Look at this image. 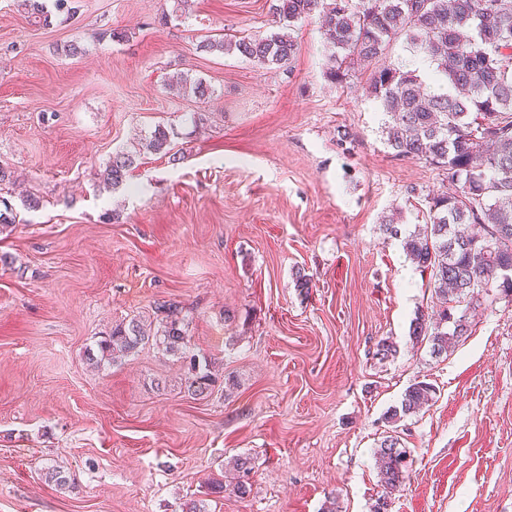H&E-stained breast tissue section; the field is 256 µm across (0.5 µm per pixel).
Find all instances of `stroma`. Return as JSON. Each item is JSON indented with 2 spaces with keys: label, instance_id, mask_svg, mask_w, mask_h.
<instances>
[{
  "label": "stroma",
  "instance_id": "obj_1",
  "mask_svg": "<svg viewBox=\"0 0 512 512\" xmlns=\"http://www.w3.org/2000/svg\"><path fill=\"white\" fill-rule=\"evenodd\" d=\"M42 2L38 23L25 0H0V165L16 179L0 196L21 217L0 230V512H182L201 499L209 512L329 500L373 512L392 431L409 478L386 512H512V301L490 294L446 355L410 336L436 301L383 221L414 231L448 181L394 156L365 83L327 80L317 18L296 22L283 69L199 47L275 32L270 0H194L168 22L173 0H79L67 21ZM180 74L208 96L170 90ZM159 122L178 161L142 155L104 189L113 152ZM159 300L181 302L191 351L214 362L209 396L188 394L181 363L152 345L88 363L113 325L151 319ZM385 338L398 352L381 361ZM418 380L434 400L387 422ZM241 454L250 495L211 496ZM53 465L75 489L46 482Z\"/></svg>",
  "mask_w": 512,
  "mask_h": 512
}]
</instances>
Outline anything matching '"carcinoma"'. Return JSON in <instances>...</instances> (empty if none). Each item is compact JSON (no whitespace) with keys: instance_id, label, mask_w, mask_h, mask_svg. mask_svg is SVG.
<instances>
[{"instance_id":"1","label":"carcinoma","mask_w":512,"mask_h":512,"mask_svg":"<svg viewBox=\"0 0 512 512\" xmlns=\"http://www.w3.org/2000/svg\"><path fill=\"white\" fill-rule=\"evenodd\" d=\"M272 10L283 30L294 22L318 16L331 66L326 78L344 85L369 70L366 90L387 116L385 143L399 157L421 160L441 170L454 190L426 197L429 223L407 234L403 248L420 271L429 273L439 320L421 314L410 335L427 341L431 353L448 349L471 334L469 310L497 290L512 298V280L500 279L512 267V0H273ZM404 38L433 67L438 88L427 85L418 70L383 62L390 44ZM206 50L236 52L252 62L290 64L297 52L291 34L267 37L206 39ZM173 88L190 89L202 98L208 87L179 77ZM173 131L158 124L142 139L137 153L117 151L106 164L103 182L121 186L141 154L171 152ZM157 328L132 317L112 327L99 344L102 360L116 362L151 343L183 360L187 391L198 398L215 383L212 362L188 350L185 316L180 302L156 303ZM435 387L416 381L385 420L395 423L416 414L433 399ZM383 494L375 512H385L387 497L405 482L407 451L397 435H387L377 449ZM233 491L251 490L252 460L234 458ZM45 480L75 487V479L47 468Z\"/></svg>"}]
</instances>
